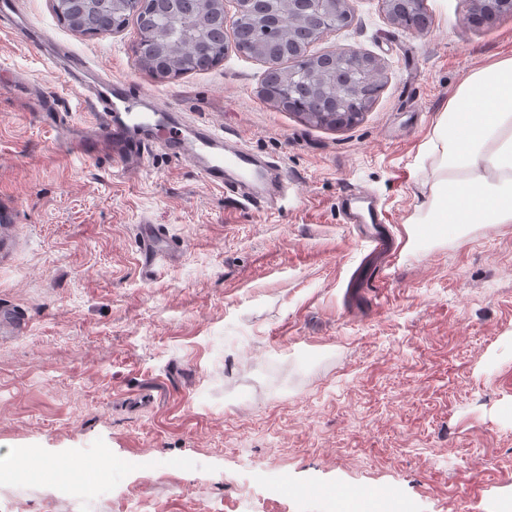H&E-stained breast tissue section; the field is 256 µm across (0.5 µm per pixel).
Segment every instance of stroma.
<instances>
[{
	"label": "stroma",
	"mask_w": 512,
	"mask_h": 512,
	"mask_svg": "<svg viewBox=\"0 0 512 512\" xmlns=\"http://www.w3.org/2000/svg\"><path fill=\"white\" fill-rule=\"evenodd\" d=\"M426 5L420 33L348 0L349 23L310 44L382 67L368 111L337 128L259 97L267 65L236 51L161 80L136 62L135 27L84 36L53 0L0 15V203L17 210L0 223V308L28 315L0 338V454L29 459L0 475V512H338L345 488L376 512H512V223L451 240L412 221L435 124L474 68L512 55V16L468 28L463 0ZM73 64L232 133L286 195L247 203L158 148L134 169L71 153L40 114L91 121ZM358 190L388 254L345 219ZM102 448L120 466L93 506L50 496L37 468L78 458L88 480Z\"/></svg>",
	"instance_id": "stroma-1"
}]
</instances>
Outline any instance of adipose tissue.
<instances>
[{
	"label": "adipose tissue",
	"instance_id": "obj_1",
	"mask_svg": "<svg viewBox=\"0 0 512 512\" xmlns=\"http://www.w3.org/2000/svg\"><path fill=\"white\" fill-rule=\"evenodd\" d=\"M436 160L419 224L459 238L469 224L512 223V56L472 70L440 116L426 150Z\"/></svg>",
	"mask_w": 512,
	"mask_h": 512
}]
</instances>
